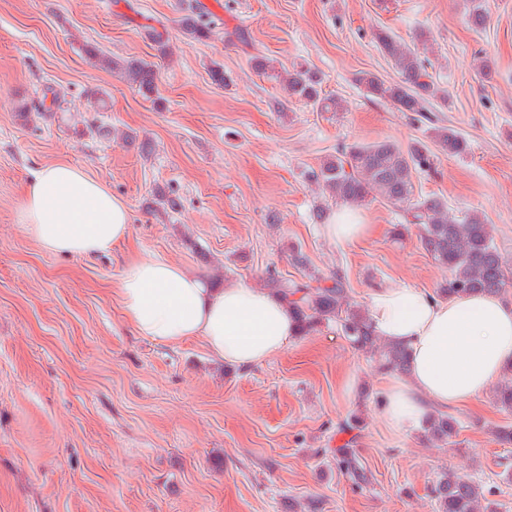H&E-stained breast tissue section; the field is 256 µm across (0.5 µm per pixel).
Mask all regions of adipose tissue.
Returning <instances> with one entry per match:
<instances>
[{
	"instance_id": "obj_1",
	"label": "adipose tissue",
	"mask_w": 512,
	"mask_h": 512,
	"mask_svg": "<svg viewBox=\"0 0 512 512\" xmlns=\"http://www.w3.org/2000/svg\"><path fill=\"white\" fill-rule=\"evenodd\" d=\"M19 218L44 249L85 256L124 242L130 212L101 182L61 161L36 174ZM115 294L139 334L173 345L198 338L229 364H261L298 332L276 294L236 282L211 287L151 256L125 265ZM369 315L376 331L407 353V372L386 390L384 417L397 428L418 427L430 406L475 400L512 365V301L503 296L438 299L388 288L372 297Z\"/></svg>"
}]
</instances>
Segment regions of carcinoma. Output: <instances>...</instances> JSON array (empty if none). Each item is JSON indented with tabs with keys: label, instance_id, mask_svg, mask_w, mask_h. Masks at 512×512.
<instances>
[{
	"label": "carcinoma",
	"instance_id": "carcinoma-1",
	"mask_svg": "<svg viewBox=\"0 0 512 512\" xmlns=\"http://www.w3.org/2000/svg\"><path fill=\"white\" fill-rule=\"evenodd\" d=\"M467 11L475 29L486 26L485 0H467ZM182 26L195 37H207L212 32L209 12L202 6L183 18ZM376 39L397 71L399 81L388 83L374 73L364 72L356 78L357 84L367 95L387 101L401 112L423 117L435 111L444 94L429 72L426 54L387 32L378 33ZM86 53L97 59L102 68L125 74L138 90L155 92V71L151 64L135 60L116 62L91 46L86 48ZM252 63L258 72L278 81L288 97L303 100L322 111L336 112L340 108L338 102L321 96V80L315 72L309 69L287 71L276 67L265 56L253 57ZM435 149L450 157L462 156L467 151V141L455 129L435 123L428 129L427 140H417L405 148L389 140L345 145L336 156L323 162L312 179L328 197L340 203H359L374 192L391 204L410 206L412 223L419 228L423 249L448 270V279L439 288L440 295H502L512 287V263L497 246L491 225L475 214L461 219L448 216V205L439 197H414L413 177L431 168ZM329 281V285L317 279L313 283L274 286L293 312L299 335L310 334L324 321H337L355 346L380 351L384 369L403 373L407 362L404 348L381 342L366 312L349 305L348 286L342 275L336 272ZM494 403L512 412V382L497 387ZM460 428L455 417L438 413L430 419L422 437L453 445ZM336 466L357 485L367 481L366 472L350 448L336 449ZM430 494L435 512H495L492 502L480 505V500L484 499L480 486L453 469H446L437 476Z\"/></svg>",
	"mask_w": 512,
	"mask_h": 512
}]
</instances>
